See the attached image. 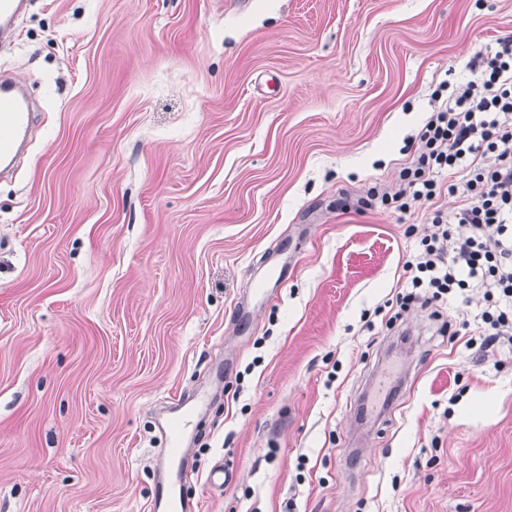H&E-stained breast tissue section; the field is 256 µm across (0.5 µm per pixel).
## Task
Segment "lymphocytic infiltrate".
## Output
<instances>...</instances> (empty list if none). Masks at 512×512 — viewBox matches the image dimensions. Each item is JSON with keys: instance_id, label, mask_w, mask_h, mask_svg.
Masks as SVG:
<instances>
[{"instance_id": "lymphocytic-infiltrate-1", "label": "lymphocytic infiltrate", "mask_w": 512, "mask_h": 512, "mask_svg": "<svg viewBox=\"0 0 512 512\" xmlns=\"http://www.w3.org/2000/svg\"><path fill=\"white\" fill-rule=\"evenodd\" d=\"M432 103L395 185L371 187L361 205L407 212L436 197L443 173L458 172L448 186L460 199L457 210L432 212L431 231L405 271L425 307L481 289V348L493 356L512 345V37L499 39L492 54L476 53L469 78Z\"/></svg>"}]
</instances>
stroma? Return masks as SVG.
I'll return each instance as SVG.
<instances>
[{
	"label": "stroma",
	"mask_w": 512,
	"mask_h": 512,
	"mask_svg": "<svg viewBox=\"0 0 512 512\" xmlns=\"http://www.w3.org/2000/svg\"><path fill=\"white\" fill-rule=\"evenodd\" d=\"M508 36L512 0H33L0 44L40 113L0 179V512H149L193 391L200 512H512L481 293L389 320L459 199L358 205Z\"/></svg>",
	"instance_id": "obj_1"
}]
</instances>
